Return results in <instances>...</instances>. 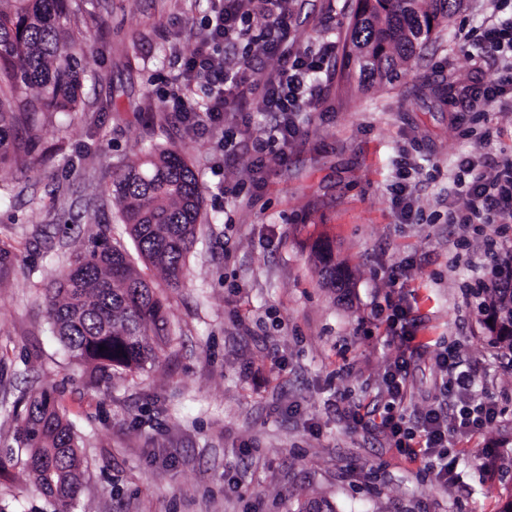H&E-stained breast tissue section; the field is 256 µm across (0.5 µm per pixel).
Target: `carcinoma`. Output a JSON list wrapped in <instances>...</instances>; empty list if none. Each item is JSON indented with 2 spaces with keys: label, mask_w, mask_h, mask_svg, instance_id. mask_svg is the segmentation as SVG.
<instances>
[{
  "label": "carcinoma",
  "mask_w": 512,
  "mask_h": 512,
  "mask_svg": "<svg viewBox=\"0 0 512 512\" xmlns=\"http://www.w3.org/2000/svg\"><path fill=\"white\" fill-rule=\"evenodd\" d=\"M454 2L356 0L342 46L341 79L397 76L448 19ZM89 5L93 0H0V168L27 164L33 133L54 113L79 108V61L94 46L70 22ZM112 194L139 257L161 273L168 290L178 291L203 208L190 163L173 148H157L113 174ZM109 230L97 224L95 235L45 289L64 350L89 369L91 380L106 382L158 363L169 341V297L110 243ZM315 261L331 286L350 287L351 274L336 263L329 245L317 248ZM479 292L492 319L491 340L512 353V285L505 281ZM14 442L24 456L22 481L49 500L54 512H74L82 452L73 422L52 392L24 398Z\"/></svg>",
  "instance_id": "carcinoma-1"
}]
</instances>
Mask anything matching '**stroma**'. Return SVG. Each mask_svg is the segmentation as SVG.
Masks as SVG:
<instances>
[{
	"label": "stroma",
	"instance_id": "35a3bbf8",
	"mask_svg": "<svg viewBox=\"0 0 512 512\" xmlns=\"http://www.w3.org/2000/svg\"><path fill=\"white\" fill-rule=\"evenodd\" d=\"M350 3L293 0L294 42L343 44ZM499 4L461 0L393 80L365 89L330 74L257 190L244 142L228 153L218 134L189 131L171 99L170 60L202 36L208 0H97L77 22L95 44L82 109L44 127L35 169L0 170V242L16 254L0 282V448L13 444L17 402L49 389L84 456L76 512H297L313 498L336 512H512V358L488 344L471 296L504 241L499 225L464 234L450 220L459 157L512 156V109H464L502 66L468 47ZM153 144L193 166L203 221L185 285L169 297L173 340L159 362L93 386L54 335L44 292L98 224L134 251L112 173ZM399 183L405 217L392 203ZM321 240L352 269V287L320 277ZM408 262L413 279L393 286ZM402 295L425 350L410 368L407 416L438 399L434 355L448 347L473 372L474 395L500 410L457 439L460 479L447 486L351 416L379 400L401 347L372 309ZM485 447L503 453L492 477ZM20 471L0 472V512H53Z\"/></svg>",
	"mask_w": 512,
	"mask_h": 512
}]
</instances>
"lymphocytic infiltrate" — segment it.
Masks as SVG:
<instances>
[{"label": "lymphocytic infiltrate", "instance_id": "obj_1", "mask_svg": "<svg viewBox=\"0 0 512 512\" xmlns=\"http://www.w3.org/2000/svg\"><path fill=\"white\" fill-rule=\"evenodd\" d=\"M288 0H211L205 16L203 38L186 54L177 56L175 68L185 85L199 84L202 105L183 98L180 118L186 126L216 131L224 126V115L239 112L250 102L275 115L273 139L289 146L297 136L294 113L304 111L321 98V80L330 70L335 43L299 50L290 40L294 15ZM471 172L463 186L464 205L452 217L461 226L497 220L512 223V159L495 162V175L479 170L469 158L458 162ZM388 329L398 336L407 353L390 367L383 379L384 403L374 405L370 415L386 433L393 448L406 461L429 459L441 483L457 481L450 457L451 438L468 435L497 416L495 406L475 399L472 378L459 372V358L438 352L437 366L450 379L439 405L415 421L405 418L408 367L417 354L409 309L395 303Z\"/></svg>", "mask_w": 512, "mask_h": 512}]
</instances>
